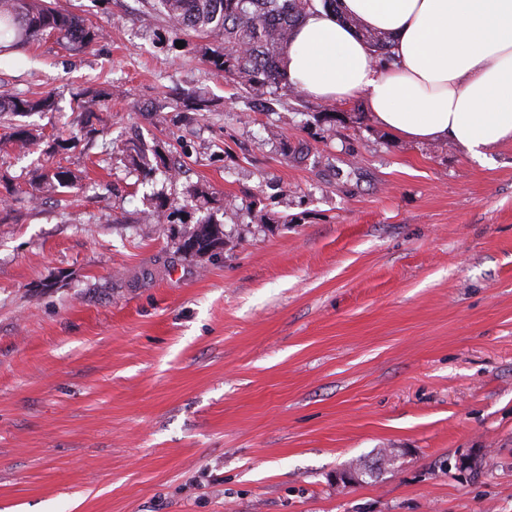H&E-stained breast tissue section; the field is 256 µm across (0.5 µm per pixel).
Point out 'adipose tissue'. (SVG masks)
<instances>
[{
  "mask_svg": "<svg viewBox=\"0 0 512 512\" xmlns=\"http://www.w3.org/2000/svg\"><path fill=\"white\" fill-rule=\"evenodd\" d=\"M389 37L378 67L362 36ZM296 91L324 103L362 99L379 126L472 154L512 140V0H341L315 6L286 56Z\"/></svg>",
  "mask_w": 512,
  "mask_h": 512,
  "instance_id": "adipose-tissue-1",
  "label": "adipose tissue"
}]
</instances>
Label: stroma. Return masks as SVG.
<instances>
[{"mask_svg": "<svg viewBox=\"0 0 512 512\" xmlns=\"http://www.w3.org/2000/svg\"><path fill=\"white\" fill-rule=\"evenodd\" d=\"M53 5L103 37L0 53L56 102L0 117V512H512V142L253 112L140 0ZM135 136L177 173L113 154ZM208 213L223 251L184 255Z\"/></svg>", "mask_w": 512, "mask_h": 512, "instance_id": "obj_1", "label": "stroma"}]
</instances>
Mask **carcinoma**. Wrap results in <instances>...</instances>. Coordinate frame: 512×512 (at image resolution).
<instances>
[{
    "label": "carcinoma",
    "mask_w": 512,
    "mask_h": 512,
    "mask_svg": "<svg viewBox=\"0 0 512 512\" xmlns=\"http://www.w3.org/2000/svg\"><path fill=\"white\" fill-rule=\"evenodd\" d=\"M152 12L168 24L175 39L187 32L203 35L209 42L204 61L215 71L230 77L245 93L265 88L294 91L283 66V55L296 27L314 9L315 0H143ZM53 34H60L83 47L94 46L100 31L80 17L63 13L45 0H0V43L9 39L12 48H22ZM363 37L372 49L392 56L389 38L367 31ZM50 95L22 98L6 96L0 115L51 112ZM113 152L141 169L143 177L153 173L141 140H126L113 146ZM45 188L55 190L72 185L69 171L59 166L42 176ZM224 248V230L207 216L197 221L183 241L184 253L213 252Z\"/></svg>",
    "instance_id": "cac0c4a2"
}]
</instances>
